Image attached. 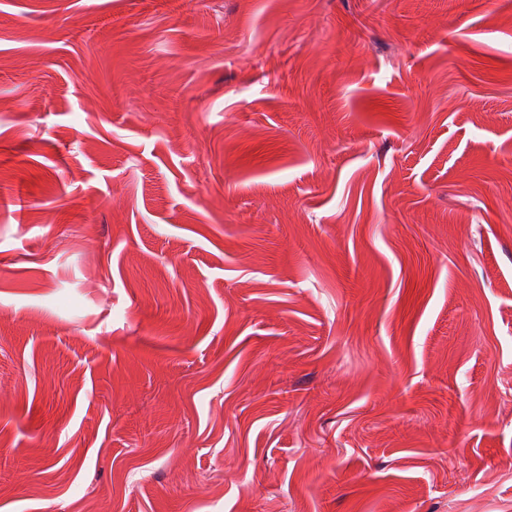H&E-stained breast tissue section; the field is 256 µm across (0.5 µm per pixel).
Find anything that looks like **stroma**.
<instances>
[{
    "instance_id": "stroma-1",
    "label": "stroma",
    "mask_w": 512,
    "mask_h": 512,
    "mask_svg": "<svg viewBox=\"0 0 512 512\" xmlns=\"http://www.w3.org/2000/svg\"><path fill=\"white\" fill-rule=\"evenodd\" d=\"M0 512H512V0H0Z\"/></svg>"
}]
</instances>
